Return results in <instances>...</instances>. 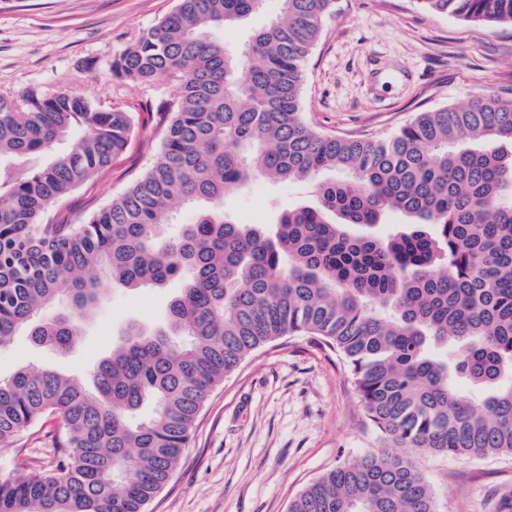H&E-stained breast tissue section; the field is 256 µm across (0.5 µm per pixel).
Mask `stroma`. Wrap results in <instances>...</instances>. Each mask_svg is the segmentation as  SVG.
<instances>
[{
  "instance_id": "1",
  "label": "stroma",
  "mask_w": 512,
  "mask_h": 512,
  "mask_svg": "<svg viewBox=\"0 0 512 512\" xmlns=\"http://www.w3.org/2000/svg\"><path fill=\"white\" fill-rule=\"evenodd\" d=\"M176 0H0V94L78 90L130 113L126 147L94 180L59 200L68 223L118 197L153 161L163 138L159 107L173 100L170 78L113 77L116 55L175 7ZM305 117L325 132L384 136L415 113L495 96L512 102V25H487L423 10L417 0H336L308 56ZM309 185L255 181L225 208L245 224L274 223L280 209L314 204ZM181 280L128 290L111 287L79 345L59 352L18 332L0 346V378L24 366L49 368L92 386V370L132 321L162 324ZM342 360L307 336L283 338L246 359L205 403L168 484L148 512H288L309 484L341 462L377 450ZM51 424L0 447V477L37 473L58 456ZM437 512H495L512 493V454L484 458L414 455Z\"/></svg>"
}]
</instances>
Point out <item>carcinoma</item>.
Returning a JSON list of instances; mask_svg holds the SVG:
<instances>
[{
    "label": "carcinoma",
    "mask_w": 512,
    "mask_h": 512,
    "mask_svg": "<svg viewBox=\"0 0 512 512\" xmlns=\"http://www.w3.org/2000/svg\"><path fill=\"white\" fill-rule=\"evenodd\" d=\"M265 2L176 0L112 60L113 76L167 75L177 95L151 165L83 224L45 216L111 164L130 113L77 91L0 95V346L25 330L70 349L112 284L184 278L162 327L124 328L94 390L35 367L0 380L1 447L40 420L65 435L52 468L0 479V512H146L214 388L293 335L340 355L366 420L398 452L336 466L289 512H436L412 455L512 454V103L419 112L381 139L320 132L303 112L305 61L335 0H279L234 51L213 36ZM420 3L512 25V0ZM336 169L346 178L314 184L317 205L284 209L269 229L224 209L257 177ZM200 202L169 236L174 209ZM389 213L410 228L380 235ZM145 404L151 417L133 423Z\"/></svg>",
    "instance_id": "cac0c4a2"
}]
</instances>
